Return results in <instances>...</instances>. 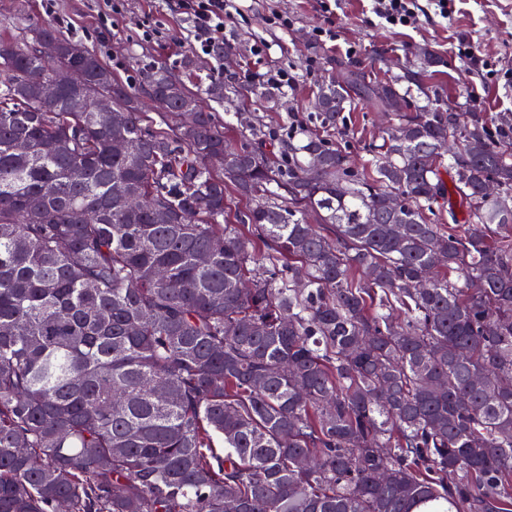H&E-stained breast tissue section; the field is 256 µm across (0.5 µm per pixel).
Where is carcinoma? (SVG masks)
<instances>
[{"instance_id":"1","label":"carcinoma","mask_w":512,"mask_h":512,"mask_svg":"<svg viewBox=\"0 0 512 512\" xmlns=\"http://www.w3.org/2000/svg\"><path fill=\"white\" fill-rule=\"evenodd\" d=\"M10 30L0 512H512V117L342 67L314 105L329 131L355 99L391 115L370 169L316 131L271 165L224 140V83L134 89L20 10ZM65 66L123 119L41 99ZM449 195L468 223H438Z\"/></svg>"}]
</instances>
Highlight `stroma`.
<instances>
[{"mask_svg":"<svg viewBox=\"0 0 512 512\" xmlns=\"http://www.w3.org/2000/svg\"><path fill=\"white\" fill-rule=\"evenodd\" d=\"M19 5L32 20L73 36L133 87L158 66L179 75L193 91L218 80L245 87L249 75L271 65L287 71L288 86L271 98L252 95L230 111L212 103L225 139L237 146L248 145L244 132L250 124L260 127L270 147L319 128L313 96L337 64L400 79L408 61L424 51L444 60L421 78L429 97H458L463 112L512 114V0H451L448 16L422 12L410 26L396 28L380 21L372 0H336L329 13L319 0H235L224 21V41L235 55L229 68L217 55L194 49L178 0H122L114 12L104 0H0V34H7ZM319 28L335 32V40L319 41L313 35ZM473 55L487 62L488 73L470 67ZM464 86L470 93L462 98L458 92ZM385 124L383 114L359 103L346 107L340 132L329 140L355 168L365 169Z\"/></svg>","mask_w":512,"mask_h":512,"instance_id":"35a3bbf8","label":"stroma"}]
</instances>
